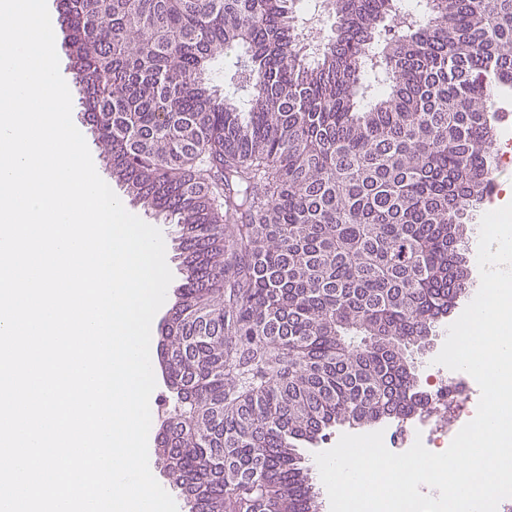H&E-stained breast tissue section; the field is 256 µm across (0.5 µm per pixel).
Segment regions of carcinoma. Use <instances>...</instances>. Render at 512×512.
Returning a JSON list of instances; mask_svg holds the SVG:
<instances>
[{"instance_id":"1","label":"carcinoma","mask_w":512,"mask_h":512,"mask_svg":"<svg viewBox=\"0 0 512 512\" xmlns=\"http://www.w3.org/2000/svg\"><path fill=\"white\" fill-rule=\"evenodd\" d=\"M112 178L178 227L159 442L189 512H321L297 443L420 405L415 356L467 292L512 0H57ZM240 54V98L208 86ZM326 1L328 0H307L309 2L301 13L305 15L303 28L304 32L311 34V38H318L319 26L327 18ZM315 37V38H314ZM237 57L236 54L231 52L224 56V59L214 63L211 70L207 73L206 77L210 85H217L219 89L224 86V78L226 79L233 74L236 69Z\"/></svg>"}]
</instances>
